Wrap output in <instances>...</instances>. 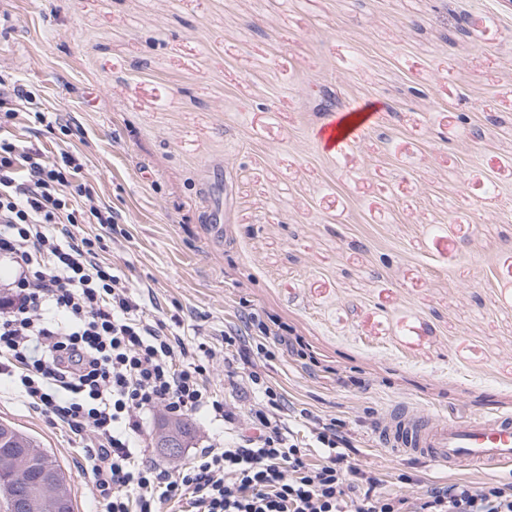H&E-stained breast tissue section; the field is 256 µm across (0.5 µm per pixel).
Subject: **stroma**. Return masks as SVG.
<instances>
[{
  "label": "stroma",
  "instance_id": "1",
  "mask_svg": "<svg viewBox=\"0 0 512 512\" xmlns=\"http://www.w3.org/2000/svg\"><path fill=\"white\" fill-rule=\"evenodd\" d=\"M469 11L456 33L449 7ZM0 71L17 74L65 131L120 230L102 260L150 292L151 316L206 344L209 389L252 403L224 330L278 314L364 388L276 351L262 371L294 410L341 421L359 464L448 480L375 448L392 404L464 416L512 407V8L502 0H0ZM378 103L357 147L327 155L313 131ZM48 452L75 512H99L81 441L0 382V421ZM143 415L147 457L180 467L223 437L190 416L179 457Z\"/></svg>",
  "mask_w": 512,
  "mask_h": 512
}]
</instances>
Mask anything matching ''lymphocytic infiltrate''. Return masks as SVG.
Returning a JSON list of instances; mask_svg holds the SVG:
<instances>
[{
  "mask_svg": "<svg viewBox=\"0 0 512 512\" xmlns=\"http://www.w3.org/2000/svg\"><path fill=\"white\" fill-rule=\"evenodd\" d=\"M0 115L30 130L61 124L13 74H0ZM82 169L73 153L47 156L0 125V258L16 269L0 290V380L71 433L92 434L85 470L101 512H162L184 500L190 512H512V482L421 479L413 493L388 490L378 469L357 463L334 418L314 417L313 445L301 446L281 416L282 394L256 370L250 422L234 440L175 472L148 459L138 445L143 412L205 411L227 423L235 412L207 386L208 350L149 318L141 295L100 260V238L71 232L120 222L92 204ZM245 330L262 336L258 353L272 346L321 364L276 316L251 311Z\"/></svg>",
  "mask_w": 512,
  "mask_h": 512,
  "instance_id": "1",
  "label": "lymphocytic infiltrate"
}]
</instances>
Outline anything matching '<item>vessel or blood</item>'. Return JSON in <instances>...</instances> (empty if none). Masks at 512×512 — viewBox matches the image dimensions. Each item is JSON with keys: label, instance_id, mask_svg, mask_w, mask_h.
Instances as JSON below:
<instances>
[{"label": "vessel or blood", "instance_id": "1", "mask_svg": "<svg viewBox=\"0 0 512 512\" xmlns=\"http://www.w3.org/2000/svg\"><path fill=\"white\" fill-rule=\"evenodd\" d=\"M376 118V113L355 110L330 119L315 138L323 150L340 153L358 145ZM381 436L383 448L393 455L422 458L449 472H512V410L451 418L398 408L382 424Z\"/></svg>", "mask_w": 512, "mask_h": 512}]
</instances>
